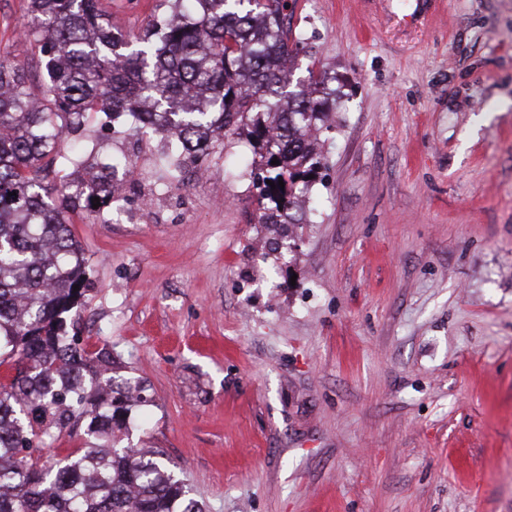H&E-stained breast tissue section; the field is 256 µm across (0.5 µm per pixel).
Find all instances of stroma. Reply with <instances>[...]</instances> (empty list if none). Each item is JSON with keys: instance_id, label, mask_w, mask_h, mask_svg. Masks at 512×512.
I'll list each match as a JSON object with an SVG mask.
<instances>
[{"instance_id": "35a3bbf8", "label": "stroma", "mask_w": 512, "mask_h": 512, "mask_svg": "<svg viewBox=\"0 0 512 512\" xmlns=\"http://www.w3.org/2000/svg\"><path fill=\"white\" fill-rule=\"evenodd\" d=\"M100 3L131 36L161 12ZM28 20L0 0V56L36 94ZM292 26L336 108L284 258L256 260L244 137L199 166L91 119L86 153L133 173L71 216L73 331L143 385L131 442L206 512H512V0H296ZM174 161L203 178L171 183Z\"/></svg>"}]
</instances>
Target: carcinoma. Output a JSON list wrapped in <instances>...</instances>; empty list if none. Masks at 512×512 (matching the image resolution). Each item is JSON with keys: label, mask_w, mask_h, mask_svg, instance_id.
I'll use <instances>...</instances> for the list:
<instances>
[{"label": "carcinoma", "mask_w": 512, "mask_h": 512, "mask_svg": "<svg viewBox=\"0 0 512 512\" xmlns=\"http://www.w3.org/2000/svg\"><path fill=\"white\" fill-rule=\"evenodd\" d=\"M288 4L162 0L165 13L133 41L104 21L98 0H30L23 35L39 51L40 94L0 59V365L15 370L0 383V512H205L152 449L121 445L140 386L107 375L112 353L87 351L68 330L89 280L70 213L94 211V197L112 207V179L132 170L114 157L90 180L64 175L55 195L41 171L64 140L72 165H92L82 132L93 113L127 112L195 160L217 133L243 135L259 157V221L278 250L286 225L301 223L324 107L336 103L324 69L290 81L305 35ZM81 418V446L42 462L48 441Z\"/></svg>", "instance_id": "1"}]
</instances>
